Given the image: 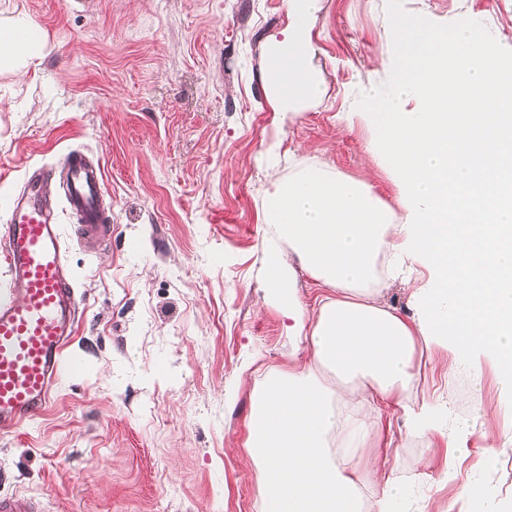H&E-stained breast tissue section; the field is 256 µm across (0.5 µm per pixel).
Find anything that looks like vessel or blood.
I'll use <instances>...</instances> for the list:
<instances>
[{
	"instance_id": "obj_1",
	"label": "vessel or blood",
	"mask_w": 512,
	"mask_h": 512,
	"mask_svg": "<svg viewBox=\"0 0 512 512\" xmlns=\"http://www.w3.org/2000/svg\"><path fill=\"white\" fill-rule=\"evenodd\" d=\"M47 170L28 173L8 201L0 225V435L15 432L47 407L54 384L82 373L85 359L68 353L81 310L65 260L61 226L46 191ZM58 188L81 239L96 237L107 220L100 166L68 153Z\"/></svg>"
}]
</instances>
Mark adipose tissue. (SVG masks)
Here are the masks:
<instances>
[{
	"label": "adipose tissue",
	"instance_id": "adipose-tissue-1",
	"mask_svg": "<svg viewBox=\"0 0 512 512\" xmlns=\"http://www.w3.org/2000/svg\"><path fill=\"white\" fill-rule=\"evenodd\" d=\"M289 23L265 42L261 82L273 111L298 112L324 93L309 31L321 0H285ZM391 61L405 110L366 91L370 150L402 194L403 223L371 186L295 160L263 202L275 235L264 250L267 296L306 355L268 367L251 395L245 446L259 473L261 512H362L371 414L395 403L421 435L451 415L437 396L409 397L418 350L463 363L473 388L484 363L512 395V56L475 23L447 32L394 15ZM45 46L26 16L0 21V69ZM430 272L406 320L379 301L406 266ZM320 287L313 304L297 267Z\"/></svg>",
	"mask_w": 512,
	"mask_h": 512
}]
</instances>
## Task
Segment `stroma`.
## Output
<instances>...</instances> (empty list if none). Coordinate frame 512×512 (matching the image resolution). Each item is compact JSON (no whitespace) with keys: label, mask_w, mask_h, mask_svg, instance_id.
<instances>
[{"label":"stroma","mask_w":512,"mask_h":512,"mask_svg":"<svg viewBox=\"0 0 512 512\" xmlns=\"http://www.w3.org/2000/svg\"><path fill=\"white\" fill-rule=\"evenodd\" d=\"M20 10L46 47L0 72V225L26 173L74 150L102 169L108 221L85 243L60 218L84 300L71 346L88 365L0 436V494L32 496L41 512H260L251 390L295 350L266 299L262 203L291 174L270 159L293 153L369 182L402 218L370 130L343 119L365 85L396 99L392 14L448 28L473 18L508 52L512 0H322L309 35L324 96L286 116L260 80L262 46L288 24L284 0H0V20ZM469 382L436 354L417 391L455 403L449 426L469 431L459 480L510 499L512 443H498L499 467L483 465L487 443L459 394ZM448 452L446 436L386 415L369 460L407 483L390 512H446Z\"/></svg>","instance_id":"stroma-1"}]
</instances>
